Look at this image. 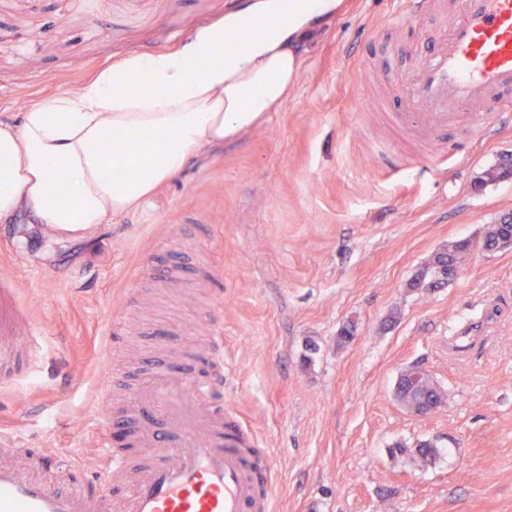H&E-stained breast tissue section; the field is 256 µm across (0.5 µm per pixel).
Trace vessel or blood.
Here are the masks:
<instances>
[{"instance_id": "b4317fda", "label": "vessel or blood", "mask_w": 512, "mask_h": 512, "mask_svg": "<svg viewBox=\"0 0 512 512\" xmlns=\"http://www.w3.org/2000/svg\"><path fill=\"white\" fill-rule=\"evenodd\" d=\"M455 15L405 74H384L405 104L386 121L431 134L465 116L482 136L512 112V0H456ZM400 21L439 13L442 0H401ZM165 362L144 361L121 398L102 392L90 476L44 448L0 441V512H273V469L224 402V329L204 342L168 331Z\"/></svg>"}]
</instances>
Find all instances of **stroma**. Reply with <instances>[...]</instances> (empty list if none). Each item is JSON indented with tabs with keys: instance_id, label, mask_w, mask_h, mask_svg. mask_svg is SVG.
<instances>
[{
	"instance_id": "1",
	"label": "stroma",
	"mask_w": 512,
	"mask_h": 512,
	"mask_svg": "<svg viewBox=\"0 0 512 512\" xmlns=\"http://www.w3.org/2000/svg\"><path fill=\"white\" fill-rule=\"evenodd\" d=\"M241 6L0 0V119L127 57L177 51ZM396 9L345 0L278 111L95 233L52 236L15 216L0 289L43 336L36 363L0 373V437L96 471L111 323L136 306L148 352L156 319L185 335L223 323L224 394L268 451L276 512H512V248L473 249L447 285H412L450 242L512 214V177L482 181L512 155V125L494 140L450 127L430 165L400 139L404 170L374 156L359 70H409L437 25L421 20L413 40ZM174 263L172 297L154 271ZM348 323L354 336L337 345ZM476 323L488 336L456 353L454 333ZM412 366L445 395L423 417L394 397ZM424 441L436 449L428 463Z\"/></svg>"
}]
</instances>
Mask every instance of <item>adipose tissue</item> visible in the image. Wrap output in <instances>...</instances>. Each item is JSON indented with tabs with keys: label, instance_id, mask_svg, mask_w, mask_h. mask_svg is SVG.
I'll list each match as a JSON object with an SVG mask.
<instances>
[{
	"label": "adipose tissue",
	"instance_id": "ef3b65f1",
	"mask_svg": "<svg viewBox=\"0 0 512 512\" xmlns=\"http://www.w3.org/2000/svg\"><path fill=\"white\" fill-rule=\"evenodd\" d=\"M343 0H249L179 51L134 55L0 121V223L21 211L50 233H87L149 197L210 150L239 139L288 99L304 47ZM238 48L217 54L225 35ZM119 135L138 154L112 155ZM67 193L58 197L56 169Z\"/></svg>",
	"mask_w": 512,
	"mask_h": 512
}]
</instances>
